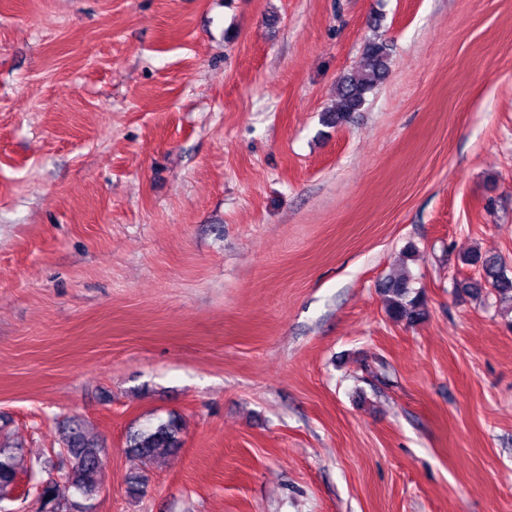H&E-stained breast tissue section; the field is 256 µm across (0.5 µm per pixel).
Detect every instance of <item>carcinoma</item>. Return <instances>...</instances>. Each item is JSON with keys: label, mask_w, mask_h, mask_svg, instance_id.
Segmentation results:
<instances>
[{"label": "carcinoma", "mask_w": 512, "mask_h": 512, "mask_svg": "<svg viewBox=\"0 0 512 512\" xmlns=\"http://www.w3.org/2000/svg\"><path fill=\"white\" fill-rule=\"evenodd\" d=\"M388 69L386 45L375 41L365 45L358 68L342 77L336 85V103L326 110V122L339 126L359 111L367 94L385 79ZM461 263L478 268L480 279L463 281L458 284L459 288L475 298L491 294L498 300L503 315L512 313V277L508 276L498 258L473 250L461 258ZM412 282L407 271L383 282L386 311L396 322L411 324L424 315L420 295L412 294ZM183 432L182 419L170 415L129 432L125 448L128 453L151 463L177 453L183 445ZM104 452L88 423L81 418L72 419L57 452V478L41 481L39 512H72L74 502L61 493L63 486L71 494L86 500L96 496L100 489ZM34 471L35 463L27 459L21 446L0 441V500L14 490L18 477L31 475Z\"/></svg>", "instance_id": "carcinoma-1"}]
</instances>
